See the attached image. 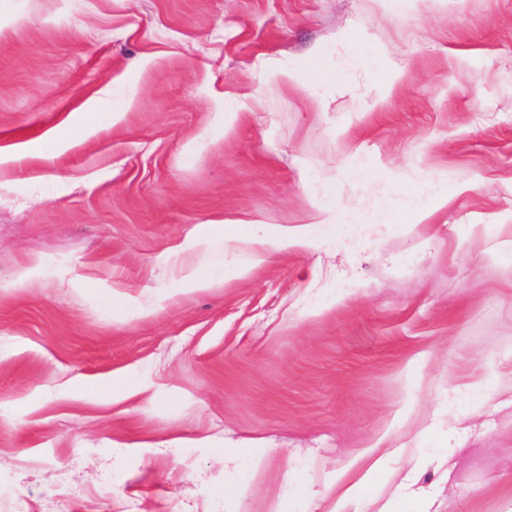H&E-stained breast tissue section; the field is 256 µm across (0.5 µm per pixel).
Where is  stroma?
<instances>
[{
    "instance_id": "stroma-1",
    "label": "stroma",
    "mask_w": 512,
    "mask_h": 512,
    "mask_svg": "<svg viewBox=\"0 0 512 512\" xmlns=\"http://www.w3.org/2000/svg\"><path fill=\"white\" fill-rule=\"evenodd\" d=\"M340 475L512 512V0H15L0 512H334Z\"/></svg>"
}]
</instances>
